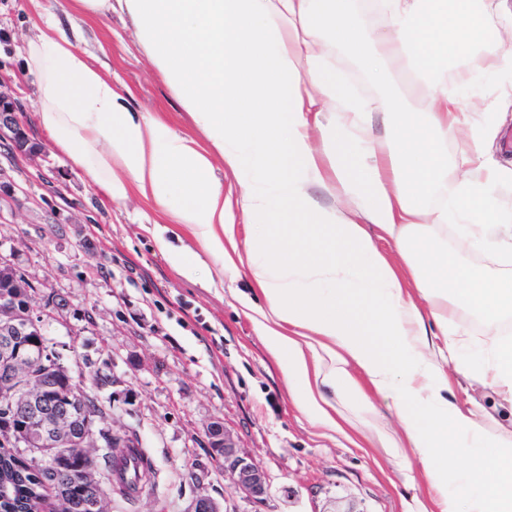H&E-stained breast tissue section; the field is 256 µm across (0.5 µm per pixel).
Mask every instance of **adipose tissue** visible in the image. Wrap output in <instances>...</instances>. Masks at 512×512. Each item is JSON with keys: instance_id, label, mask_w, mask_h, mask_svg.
<instances>
[{"instance_id": "1", "label": "adipose tissue", "mask_w": 512, "mask_h": 512, "mask_svg": "<svg viewBox=\"0 0 512 512\" xmlns=\"http://www.w3.org/2000/svg\"><path fill=\"white\" fill-rule=\"evenodd\" d=\"M116 9L206 145L133 112L83 47L81 27ZM498 15L512 16V0H369L365 13L358 0H71L69 29L40 10L22 49L39 124L72 164L113 203L140 195L253 279L265 303H241L306 416L336 429L327 387L372 416L360 370L403 424V437L379 439L422 465L439 512H512V430L487 435L441 368L480 372L512 405V209L497 196L512 168L482 150L498 133L493 107L465 110L452 85L512 75ZM343 51L372 85L404 76L424 109L356 93L335 63ZM218 162L239 188L243 245ZM473 253L503 273L466 264ZM456 313L484 325L481 364L448 327Z\"/></svg>"}]
</instances>
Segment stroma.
I'll use <instances>...</instances> for the list:
<instances>
[{
	"instance_id": "1",
	"label": "stroma",
	"mask_w": 512,
	"mask_h": 512,
	"mask_svg": "<svg viewBox=\"0 0 512 512\" xmlns=\"http://www.w3.org/2000/svg\"><path fill=\"white\" fill-rule=\"evenodd\" d=\"M41 6L61 18L68 0H0V92L19 105L39 147L25 155L0 137V254L33 281L36 306L54 298L43 327L49 348L104 407L108 427L137 435L151 461L152 483L130 500L106 490V512H193L202 494L222 512H332L340 502L357 512H437L420 463L398 464L377 437L402 431L385 402L353 442L315 425L242 309L251 279L222 272L184 225L172 224L166 238L198 258L196 280L186 279L155 245L158 213L136 195L122 204L103 198L48 139L31 82L14 79ZM83 38L113 86L131 90L135 111L204 142L126 17L86 26ZM444 369L454 398L479 412L488 433L512 425V408L492 387L453 364ZM216 420L266 471L262 499L241 494L213 460L205 430Z\"/></svg>"
}]
</instances>
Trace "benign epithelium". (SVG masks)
Returning a JSON list of instances; mask_svg holds the SVG:
<instances>
[{"label": "benign epithelium", "mask_w": 512, "mask_h": 512, "mask_svg": "<svg viewBox=\"0 0 512 512\" xmlns=\"http://www.w3.org/2000/svg\"><path fill=\"white\" fill-rule=\"evenodd\" d=\"M14 99L0 93V133H10L15 149L22 154H34L38 146L31 141L17 115ZM42 311L33 306L32 294L25 296L20 305L17 299L0 296V396H5L29 415L25 424H14L0 419V444L17 451L18 464L29 471L34 467L52 464L63 468L67 463L63 450L66 448H92L101 437L94 434L80 436L76 432L78 422L87 414L95 421L104 417L100 408L91 411L75 409L73 401L57 406L50 417L42 413L49 399L47 374L52 367L44 364L47 342L22 341L23 332L42 331ZM208 447L212 458L224 468V477L248 498H258L267 491V475L263 469L238 446L224 423L211 422L206 429ZM114 448H137L138 439L129 433H108Z\"/></svg>", "instance_id": "7a95c632"}]
</instances>
